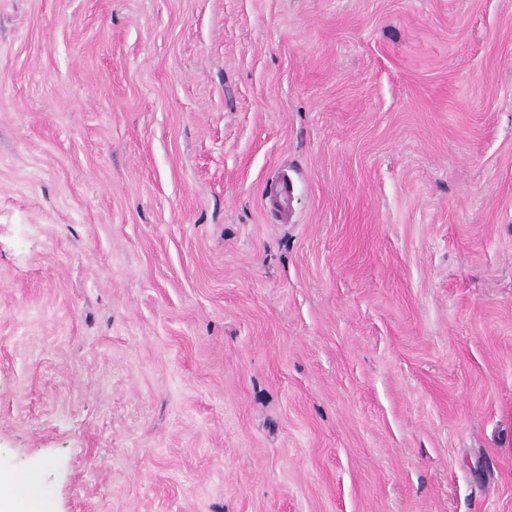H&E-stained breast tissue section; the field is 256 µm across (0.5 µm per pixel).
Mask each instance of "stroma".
I'll use <instances>...</instances> for the list:
<instances>
[{
  "instance_id": "obj_1",
  "label": "stroma",
  "mask_w": 512,
  "mask_h": 512,
  "mask_svg": "<svg viewBox=\"0 0 512 512\" xmlns=\"http://www.w3.org/2000/svg\"><path fill=\"white\" fill-rule=\"evenodd\" d=\"M1 470L512 512V0H0Z\"/></svg>"
}]
</instances>
